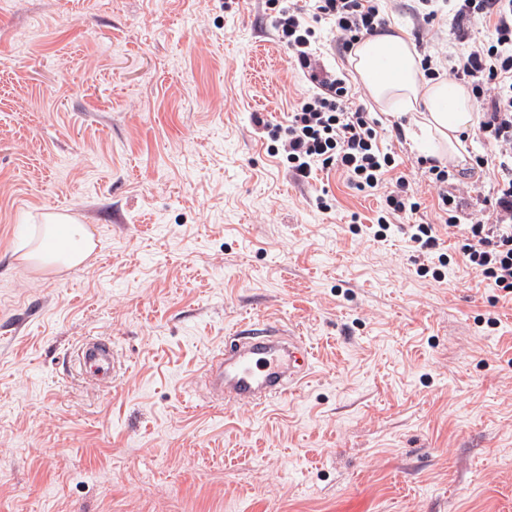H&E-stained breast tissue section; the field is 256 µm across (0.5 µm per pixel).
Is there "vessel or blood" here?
<instances>
[{"label": "vessel or blood", "mask_w": 512, "mask_h": 512, "mask_svg": "<svg viewBox=\"0 0 512 512\" xmlns=\"http://www.w3.org/2000/svg\"><path fill=\"white\" fill-rule=\"evenodd\" d=\"M81 366L97 379L111 377L116 368L110 347L91 340L80 344ZM313 362V354L296 330L271 321L241 322L226 336L223 357L206 363L213 392L225 401L264 406L299 390Z\"/></svg>", "instance_id": "b4317fda"}]
</instances>
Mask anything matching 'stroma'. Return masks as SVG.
Segmentation results:
<instances>
[{"mask_svg": "<svg viewBox=\"0 0 512 512\" xmlns=\"http://www.w3.org/2000/svg\"><path fill=\"white\" fill-rule=\"evenodd\" d=\"M307 90L263 0H0V512H512V299L445 237L419 275L380 194L286 175L253 119ZM58 213L92 255L20 262ZM249 318L314 353L264 409L202 381ZM81 366L89 369L98 380L111 377L112 370L116 369V360L112 349L105 344L87 340L79 345L77 352Z\"/></svg>", "mask_w": 512, "mask_h": 512, "instance_id": "35a3bbf8", "label": "stroma"}]
</instances>
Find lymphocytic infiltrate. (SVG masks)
<instances>
[{
    "mask_svg": "<svg viewBox=\"0 0 512 512\" xmlns=\"http://www.w3.org/2000/svg\"><path fill=\"white\" fill-rule=\"evenodd\" d=\"M276 6L273 21L277 41L291 53L297 68L313 85L288 114L287 125L255 118L294 180L311 177L315 167L335 168L361 191H382L384 206L377 217L380 230L413 217L420 203L405 176L396 172V151L382 143L380 121L354 102L352 88L319 56L320 35L315 25L327 23L336 34L338 51L347 55L363 38L387 26L382 0H266ZM460 23L457 49L424 55L426 78L441 73L466 80L480 103L478 132L495 148L497 189L490 221L463 224L470 205L464 192L478 182L488 158L476 157L469 170L457 171L433 158L419 159L421 174L437 194L439 225H415L411 235L417 252L437 255L439 230L463 229L459 256L463 264L493 287L512 295V0H415L416 37H423L445 12ZM486 28L470 35L465 23Z\"/></svg>",
    "mask_w": 512,
    "mask_h": 512,
    "instance_id": "1",
    "label": "lymphocytic infiltrate"
}]
</instances>
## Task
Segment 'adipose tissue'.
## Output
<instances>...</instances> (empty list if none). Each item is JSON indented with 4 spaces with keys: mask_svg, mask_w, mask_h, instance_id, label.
<instances>
[{
    "mask_svg": "<svg viewBox=\"0 0 512 512\" xmlns=\"http://www.w3.org/2000/svg\"><path fill=\"white\" fill-rule=\"evenodd\" d=\"M351 62L376 102L400 106L411 117L405 133L411 141L436 138L448 156L459 157L463 132L474 122L473 98L462 84L446 79H425L414 47L401 35L383 33L359 43ZM95 242L86 225L67 218H52L41 238L21 259L42 261L60 268L84 263Z\"/></svg>",
    "mask_w": 512,
    "mask_h": 512,
    "instance_id": "1",
    "label": "adipose tissue"
}]
</instances>
